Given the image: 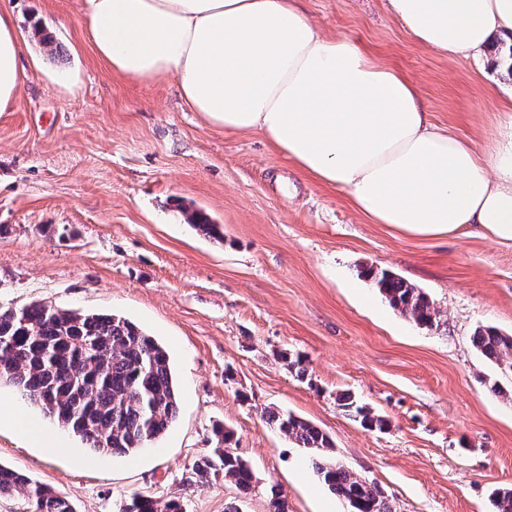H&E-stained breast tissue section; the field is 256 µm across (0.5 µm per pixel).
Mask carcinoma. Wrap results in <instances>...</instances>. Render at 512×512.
<instances>
[{
    "instance_id": "carcinoma-1",
    "label": "carcinoma",
    "mask_w": 512,
    "mask_h": 512,
    "mask_svg": "<svg viewBox=\"0 0 512 512\" xmlns=\"http://www.w3.org/2000/svg\"><path fill=\"white\" fill-rule=\"evenodd\" d=\"M187 221L209 234L218 225L192 212ZM366 277L401 315L432 327L439 316L433 301L403 278L378 268ZM475 348L489 361L512 373V335L494 327L478 329ZM6 383L38 406L59 426L98 453L130 456L154 443L175 422L178 393L167 350L135 323L116 314L84 312L31 303L20 309L0 306V384ZM344 411L368 428L384 419L349 393L338 397ZM267 420L300 447L316 456L322 483L349 507V512H394L376 485L360 479L326 458L329 436L313 424L270 410ZM215 447L194 462L188 481L204 484L222 475L239 492L250 495L257 480L235 451L234 433L213 428ZM20 495L26 512H74L71 503L51 487L0 465V499ZM120 512H183L179 498L157 499L134 493Z\"/></svg>"
}]
</instances>
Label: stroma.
<instances>
[{
  "label": "stroma",
  "mask_w": 512,
  "mask_h": 512,
  "mask_svg": "<svg viewBox=\"0 0 512 512\" xmlns=\"http://www.w3.org/2000/svg\"><path fill=\"white\" fill-rule=\"evenodd\" d=\"M39 65L0 112V305L34 302L123 316L168 350L179 412L132 456L95 453L0 385V464L52 487L75 512H119L138 492L185 512H348L309 449L267 423L294 414L327 433L332 461L378 485L395 512H493L512 489V374L473 345L512 334V246L467 230L419 238L369 223L346 192L305 174L257 133L190 111L175 79L143 85L95 54L79 0H0ZM326 34L354 40L414 81L431 122L490 147L512 92L489 59H447L418 44L388 0H302ZM223 234L190 227L180 205ZM388 270L439 312L425 328L394 310L364 268ZM301 360L306 378L288 363ZM381 416L365 428L336 397ZM233 430L258 479L242 496L223 478H186Z\"/></svg>",
  "instance_id": "35a3bbf8"
}]
</instances>
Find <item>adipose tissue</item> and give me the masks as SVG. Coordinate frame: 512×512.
Segmentation results:
<instances>
[{
	"label": "adipose tissue",
	"mask_w": 512,
	"mask_h": 512,
	"mask_svg": "<svg viewBox=\"0 0 512 512\" xmlns=\"http://www.w3.org/2000/svg\"><path fill=\"white\" fill-rule=\"evenodd\" d=\"M445 58L512 38V0H388ZM97 57L150 85L175 78L212 126L261 134L302 171L344 190L374 224L422 238L476 230L512 245V95L485 152L434 125L418 86L347 37L324 34L299 0H80ZM26 42L0 7V111L21 89Z\"/></svg>",
	"instance_id": "1"
}]
</instances>
